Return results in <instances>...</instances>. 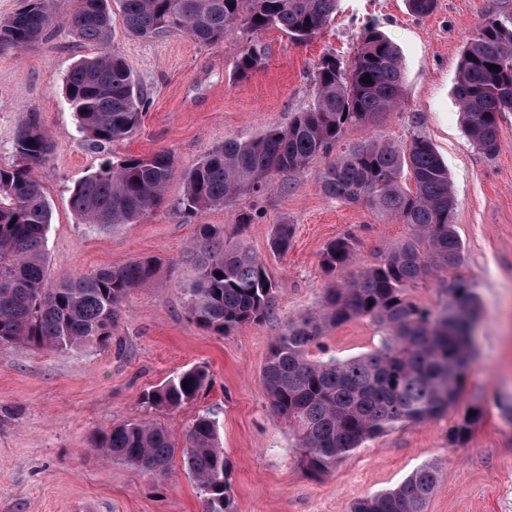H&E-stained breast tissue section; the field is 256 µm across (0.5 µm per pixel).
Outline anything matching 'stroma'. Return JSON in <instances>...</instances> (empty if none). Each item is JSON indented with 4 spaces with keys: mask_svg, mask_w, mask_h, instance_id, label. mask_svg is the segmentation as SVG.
Instances as JSON below:
<instances>
[{
    "mask_svg": "<svg viewBox=\"0 0 512 512\" xmlns=\"http://www.w3.org/2000/svg\"><path fill=\"white\" fill-rule=\"evenodd\" d=\"M110 7L111 48L144 95L139 126L109 153L90 148L63 80L72 63L94 49L70 34L69 16L61 11L49 39L22 54L0 52V165L14 160L22 117L36 113L54 143L37 171L52 211L49 283L148 258L157 268L146 287L127 294L108 345L0 347V512H203L197 484L182 463L157 481L104 459L89 441L112 425L142 421L162 426L179 444L196 415L216 403L223 408L219 445L234 512H351L355 501L395 486L426 463L440 467L426 512H512V112L500 118V147L489 157L466 137L453 96L467 38L485 16L512 12V0H437L425 17L413 16L406 0H339L332 21L304 44L277 29L236 33L211 45L184 33L143 39L126 32L119 0H110ZM373 24L400 51L405 104L349 130L344 145L402 144L421 136L447 165L462 261L455 272L419 281L407 298L434 309L443 300L441 280H468L479 299L475 359L447 413L366 441L331 473L314 478L303 468L287 422L271 410L261 377L269 348L290 320L321 307L327 288L379 264L411 238L412 228L326 196L317 180L321 158L267 197L243 196L195 216L180 206L183 174L224 142L288 126L315 100L312 75L320 60L348 58ZM247 44L264 52L266 67L240 81L235 65ZM163 151L176 168L166 206L106 232L79 222L70 192L104 157ZM245 212L252 221L243 227ZM283 223L293 225L294 238L280 255L271 251L270 236ZM200 224L223 225L225 240L243 242L264 262L278 285L269 319L225 335L190 319L184 289L197 276L189 247ZM346 233L356 239V260L327 274L320 254ZM378 343L374 325L353 319L330 329L309 357L344 360ZM194 366L207 369L210 385L192 403L174 412L144 404L147 390ZM472 405L482 407L483 418L464 445L453 446L448 432Z\"/></svg>",
    "mask_w": 512,
    "mask_h": 512,
    "instance_id": "obj_1",
    "label": "stroma"
}]
</instances>
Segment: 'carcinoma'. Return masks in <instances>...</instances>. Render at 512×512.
I'll use <instances>...</instances> for the list:
<instances>
[{"label":"carcinoma","mask_w":512,"mask_h":512,"mask_svg":"<svg viewBox=\"0 0 512 512\" xmlns=\"http://www.w3.org/2000/svg\"><path fill=\"white\" fill-rule=\"evenodd\" d=\"M70 2V33L100 52L72 66L65 96L90 146L101 152L133 133L143 97L125 60L109 50V0ZM120 2L126 31L140 38L181 31L203 44H216L235 32L279 29L302 44L330 22L338 0ZM406 3L415 16H427L436 6V0ZM54 4L23 0L17 12L0 20V50L27 49L52 35ZM491 64L499 69L489 68ZM264 67V53L255 45L245 46L237 78L248 80ZM365 76L372 82L362 81ZM313 80V105L290 125L271 126L247 141H228L187 171L182 207L199 213L242 194L263 196L276 177L324 158L327 164L318 180L325 193L413 228L412 238L380 264L328 289L324 307L289 322L270 348L262 382L272 409L288 422L306 471L320 476L365 441L398 425L436 419L458 402L479 312L472 285L461 277L445 282V299L435 310L406 298L408 288L456 268L461 259L453 228L456 198L433 144L414 137L403 146L368 141L337 151L349 130L403 106L404 69L396 46L369 26L349 60L323 57ZM454 95L467 137L482 153L494 155L499 118L512 112L511 13L485 17L467 40ZM52 147V137L29 112L17 129L15 163L0 167V345L55 350L104 346L121 319L126 295L149 284L155 265L144 260L48 284L45 243L51 209L37 168ZM174 173V160L165 152L108 160L74 185L71 208L82 223L99 231L133 224L165 204ZM292 238L291 225H274L271 250L288 252ZM191 251L199 257V274L184 294L197 325L224 335L270 317L277 285L244 244L224 240V225H197ZM355 255L354 239L344 235L326 244L321 265L334 273L352 264ZM354 318L377 327V348L345 360L308 358L328 330ZM187 380L185 389L182 382ZM208 384L207 370L194 366L149 390L143 402L156 410H177ZM218 415L213 406L198 414L181 448L165 429L142 422L115 425L93 436L91 446L112 463L154 479L168 475L179 453L203 496L204 512H232ZM481 417L480 407H470L450 430L451 443L464 444ZM439 475L437 464L421 465L396 486L357 500L351 512H425Z\"/></svg>","instance_id":"carcinoma-1"}]
</instances>
